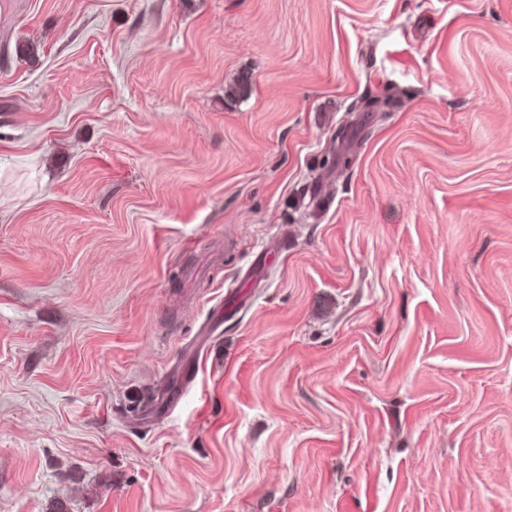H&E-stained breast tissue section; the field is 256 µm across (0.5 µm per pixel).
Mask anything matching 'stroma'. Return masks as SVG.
<instances>
[{"label":"stroma","instance_id":"35a3bbf8","mask_svg":"<svg viewBox=\"0 0 512 512\" xmlns=\"http://www.w3.org/2000/svg\"><path fill=\"white\" fill-rule=\"evenodd\" d=\"M0 512H512V0H0Z\"/></svg>","mask_w":512,"mask_h":512}]
</instances>
